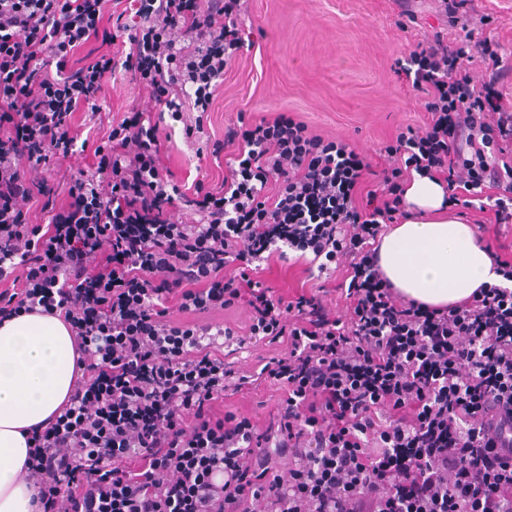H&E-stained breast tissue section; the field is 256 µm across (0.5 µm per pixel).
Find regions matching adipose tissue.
<instances>
[{"label":"adipose tissue","mask_w":512,"mask_h":512,"mask_svg":"<svg viewBox=\"0 0 512 512\" xmlns=\"http://www.w3.org/2000/svg\"><path fill=\"white\" fill-rule=\"evenodd\" d=\"M442 181L417 176L404 200L411 218L379 246V265L393 288L428 306L465 300L502 284L469 224L448 213ZM70 332L61 318L28 312L0 323V512H38L21 478L27 439L59 415L79 374Z\"/></svg>","instance_id":"adipose-tissue-1"}]
</instances>
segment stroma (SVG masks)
<instances>
[{
    "mask_svg": "<svg viewBox=\"0 0 512 512\" xmlns=\"http://www.w3.org/2000/svg\"><path fill=\"white\" fill-rule=\"evenodd\" d=\"M114 9L106 4L99 40L78 49L68 66L128 51V44L115 35ZM412 9L416 21L404 24L391 0H247L243 21L251 43L238 52L217 92L205 123L210 139L223 138L225 125L238 113L259 120L287 112L314 133L377 165L381 149L399 128H419L425 121L421 92L392 70L396 58L444 29L452 37L498 41L504 63L512 66V0H474L473 12L449 29L437 0H413ZM98 103L100 113L81 110L71 118L80 144L65 166L78 177L94 172L99 124L121 120L134 107L152 108L153 99L149 88L120 71L106 80ZM196 117L195 110L186 108L179 119L160 125L165 163L186 189L198 179L209 185L224 179L223 163L201 153L199 143L184 135ZM310 267L309 258L296 252L283 259L274 254L261 262L256 278L289 298L317 288ZM285 349V342L262 339L246 344L231 359L240 374L252 376ZM282 397V389L267 383L226 396L224 407L262 425Z\"/></svg>",
    "mask_w": 512,
    "mask_h": 512,
    "instance_id": "obj_1",
    "label": "stroma"
}]
</instances>
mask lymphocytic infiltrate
Listing matches in <instances>:
<instances>
[{
    "mask_svg": "<svg viewBox=\"0 0 512 512\" xmlns=\"http://www.w3.org/2000/svg\"><path fill=\"white\" fill-rule=\"evenodd\" d=\"M130 3L124 58L68 71L104 0H0V281L23 273L0 291V322L58 315L82 371L30 437L23 478L41 512H512V258L492 252L503 284L442 309L378 264L414 174L512 224V68L498 43L438 34L395 60L426 120L396 133L382 169L291 114L241 115L213 144L223 183L188 193L164 166L159 121L189 102L200 117L186 135L204 134L246 42L245 0ZM476 56L491 68L479 87L463 65ZM118 69L151 87L155 109L109 126L94 176L75 177L62 168L69 119ZM31 162L56 167V183L26 179ZM35 198L48 223H28L20 204ZM179 204L195 221L171 222ZM283 246L325 277L344 268L346 317L319 293L287 299L252 278ZM240 304L246 335L194 320ZM249 338L287 343L258 374L284 392L262 427L224 408L251 382L224 350Z\"/></svg>",
    "mask_w": 512,
    "mask_h": 512,
    "instance_id": "lymphocytic-infiltrate-1",
    "label": "lymphocytic infiltrate"
}]
</instances>
